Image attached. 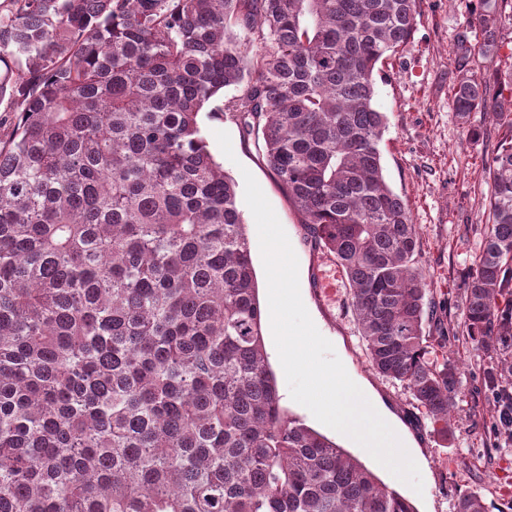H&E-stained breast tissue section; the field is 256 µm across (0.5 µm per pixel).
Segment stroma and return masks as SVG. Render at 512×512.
<instances>
[{
    "label": "stroma",
    "instance_id": "stroma-1",
    "mask_svg": "<svg viewBox=\"0 0 512 512\" xmlns=\"http://www.w3.org/2000/svg\"><path fill=\"white\" fill-rule=\"evenodd\" d=\"M477 9V0H419L409 44L374 75L375 105L388 119L380 143L383 173L407 202L419 229L418 267L442 306L440 316L448 329L463 326L459 293L482 242L489 189L484 170L501 138L492 117L478 111L470 122L483 136L469 141L453 105L456 35ZM235 94V89H224L200 115L208 149L237 187H244L245 174L254 176L297 256L302 300L313 322L333 344L348 375L407 438L423 490L415 492L402 482L397 490L417 512H455L466 492L479 494L487 512H512V446L497 434L489 412L491 397L480 379L483 355L465 342L454 345L463 362L464 386L456 399L455 436L441 444L407 389L370 369L347 288H338L335 307L324 304L317 288L321 254L314 251L300 214L277 187L254 138L244 137L229 108ZM219 131L229 134L232 155L222 152L215 137Z\"/></svg>",
    "mask_w": 512,
    "mask_h": 512
}]
</instances>
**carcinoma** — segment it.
<instances>
[{
    "label": "carcinoma",
    "mask_w": 512,
    "mask_h": 512,
    "mask_svg": "<svg viewBox=\"0 0 512 512\" xmlns=\"http://www.w3.org/2000/svg\"><path fill=\"white\" fill-rule=\"evenodd\" d=\"M418 0H0V512H415L285 413L234 180L198 121L220 90L314 248L344 269L374 371L451 434L458 337L387 183L378 65ZM479 53L512 0H478ZM250 37L241 41L230 29ZM456 54H472L463 26ZM460 73L462 123L501 130L464 338L512 400V68ZM456 512H486L480 495Z\"/></svg>",
    "instance_id": "carcinoma-1"
}]
</instances>
